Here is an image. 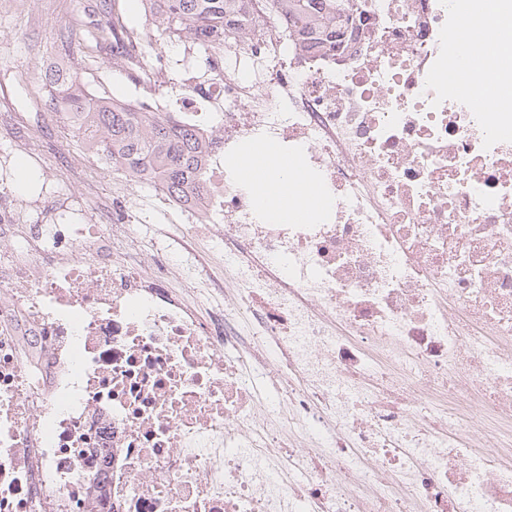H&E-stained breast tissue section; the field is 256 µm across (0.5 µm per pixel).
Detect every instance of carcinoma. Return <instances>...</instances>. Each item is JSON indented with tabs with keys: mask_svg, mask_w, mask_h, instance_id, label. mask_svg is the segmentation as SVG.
Segmentation results:
<instances>
[{
	"mask_svg": "<svg viewBox=\"0 0 512 512\" xmlns=\"http://www.w3.org/2000/svg\"><path fill=\"white\" fill-rule=\"evenodd\" d=\"M141 28L114 21L94 36L112 40L115 57L130 70L144 72L148 50L161 40L191 43L204 53L224 51L226 39L242 31L248 0H141ZM297 32H311L327 46L349 0H277ZM43 89L52 109L82 136L87 150L105 167L158 185L176 200L198 194L208 180L207 158L219 146L197 127L171 112L116 98L93 95L77 72L60 67L45 72Z\"/></svg>",
	"mask_w": 512,
	"mask_h": 512,
	"instance_id": "obj_1",
	"label": "carcinoma"
}]
</instances>
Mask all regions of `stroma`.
I'll list each match as a JSON object with an SVG mask.
<instances>
[{
	"instance_id": "1",
	"label": "stroma",
	"mask_w": 512,
	"mask_h": 512,
	"mask_svg": "<svg viewBox=\"0 0 512 512\" xmlns=\"http://www.w3.org/2000/svg\"><path fill=\"white\" fill-rule=\"evenodd\" d=\"M116 11L131 25L143 20L140 0H0V207L11 208L19 224H108L113 199L127 198L147 217L138 230L144 259L162 254L172 263L196 266V280L174 276L168 286L205 317L216 303L209 286L224 264L223 245L187 238L177 214L157 208L155 186L104 168L44 98L41 77L53 66L78 70L97 96L161 105L183 93L184 61L205 75L195 46L167 40L154 48L158 89L147 94L141 81L117 66L109 43L87 38L89 29L111 21ZM21 162L33 173L26 188L17 178Z\"/></svg>"
}]
</instances>
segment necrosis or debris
<instances>
[{
    "mask_svg": "<svg viewBox=\"0 0 512 512\" xmlns=\"http://www.w3.org/2000/svg\"><path fill=\"white\" fill-rule=\"evenodd\" d=\"M248 15L176 101L224 140L209 190L162 200L224 246L209 318L128 203L23 235L0 209V512H512V0H350L318 51L275 0ZM249 139L316 175L313 223L259 221L228 171ZM271 351L259 407L240 361Z\"/></svg>",
    "mask_w": 512,
    "mask_h": 512,
    "instance_id": "obj_1",
    "label": "necrosis or debris"
}]
</instances>
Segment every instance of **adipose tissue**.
Returning a JSON list of instances; mask_svg holds the SVG:
<instances>
[{
    "label": "adipose tissue",
    "instance_id": "1",
    "mask_svg": "<svg viewBox=\"0 0 512 512\" xmlns=\"http://www.w3.org/2000/svg\"><path fill=\"white\" fill-rule=\"evenodd\" d=\"M230 170L236 179L252 188L258 201V215L263 222L307 223L326 203L312 176L297 162L288 161L276 143L247 144Z\"/></svg>",
    "mask_w": 512,
    "mask_h": 512
}]
</instances>
